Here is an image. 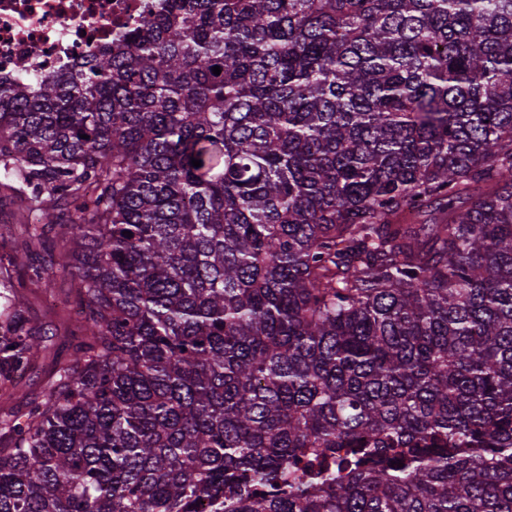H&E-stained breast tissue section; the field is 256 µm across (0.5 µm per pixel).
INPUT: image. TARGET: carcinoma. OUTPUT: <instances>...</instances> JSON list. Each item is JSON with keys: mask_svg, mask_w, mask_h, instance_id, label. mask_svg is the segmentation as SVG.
<instances>
[{"mask_svg": "<svg viewBox=\"0 0 512 512\" xmlns=\"http://www.w3.org/2000/svg\"><path fill=\"white\" fill-rule=\"evenodd\" d=\"M6 201L0 512H512V0H171L0 80ZM4 221L10 229L15 231V243L18 246L21 262L13 269L12 275L17 282L21 280V291L29 299L31 312L37 316L49 330L50 345L37 360L34 370L16 382V398L11 406L22 407L27 401L37 397L57 365L64 362L70 352L72 336L70 330L74 324L72 303L76 299V288L73 281L64 274H57L53 282L45 288L41 284L31 283L25 277L24 265L26 256L24 251L25 238L19 233V224L6 210L0 215V222Z\"/></svg>", "mask_w": 512, "mask_h": 512, "instance_id": "carcinoma-1", "label": "carcinoma"}]
</instances>
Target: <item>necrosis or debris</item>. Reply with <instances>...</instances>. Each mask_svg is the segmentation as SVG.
I'll list each match as a JSON object with an SVG mask.
<instances>
[{"instance_id": "4bbe7bcc", "label": "necrosis or debris", "mask_w": 512, "mask_h": 512, "mask_svg": "<svg viewBox=\"0 0 512 512\" xmlns=\"http://www.w3.org/2000/svg\"><path fill=\"white\" fill-rule=\"evenodd\" d=\"M166 0H0V78L51 75L162 9Z\"/></svg>"}]
</instances>
